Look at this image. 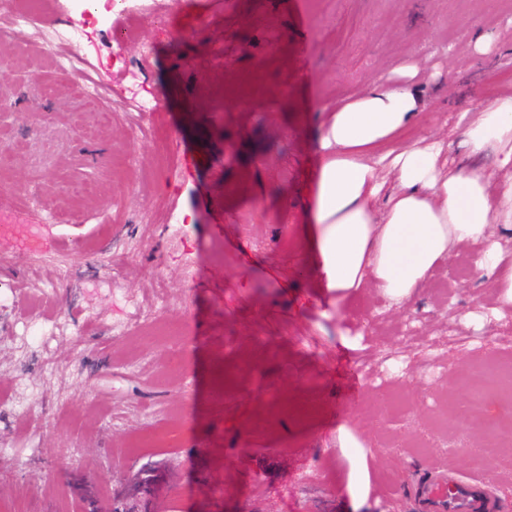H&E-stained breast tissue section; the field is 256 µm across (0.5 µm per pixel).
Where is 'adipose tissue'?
<instances>
[{"label": "adipose tissue", "instance_id": "adipose-tissue-1", "mask_svg": "<svg viewBox=\"0 0 512 512\" xmlns=\"http://www.w3.org/2000/svg\"><path fill=\"white\" fill-rule=\"evenodd\" d=\"M419 106L416 85L397 82L374 85L327 113L304 188L315 206L298 246L312 285L340 298L372 286L403 304L460 245L481 241L474 267L491 276L502 306H512V252L496 239L512 231V96L480 103L463 127L471 154L494 152L508 171L498 188L480 170L449 167L443 142L401 140ZM388 173L397 184L390 193ZM338 440L350 451L348 489L359 512L369 490L366 453L346 428Z\"/></svg>", "mask_w": 512, "mask_h": 512}]
</instances>
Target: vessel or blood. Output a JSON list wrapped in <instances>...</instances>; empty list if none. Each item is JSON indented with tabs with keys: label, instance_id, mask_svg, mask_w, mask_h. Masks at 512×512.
<instances>
[{
	"label": "vessel or blood",
	"instance_id": "b4317fda",
	"mask_svg": "<svg viewBox=\"0 0 512 512\" xmlns=\"http://www.w3.org/2000/svg\"><path fill=\"white\" fill-rule=\"evenodd\" d=\"M421 512H503L504 505L475 479L436 471L420 490Z\"/></svg>",
	"mask_w": 512,
	"mask_h": 512
}]
</instances>
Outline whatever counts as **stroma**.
<instances>
[{"label":"stroma","instance_id":"obj_1","mask_svg":"<svg viewBox=\"0 0 512 512\" xmlns=\"http://www.w3.org/2000/svg\"><path fill=\"white\" fill-rule=\"evenodd\" d=\"M118 0L77 52L107 91L37 53L0 58V501L9 512H350L348 425L366 512H415L431 470L477 477L512 512V428L476 362L512 357V307L440 265L410 303L311 286L296 249L326 108L415 65V136L470 156L460 112L512 95V0ZM311 38L293 37L297 16ZM157 112L135 111L125 71ZM288 98L242 103L243 76ZM211 93L198 99L200 84ZM473 313L462 321V313ZM465 339V347L454 339ZM482 378V418L470 380ZM176 435L171 448L130 450ZM483 449L474 469L471 449ZM338 440L340 448H354L348 455L350 462L348 489L352 508L358 510L366 503L369 490V472L366 453L363 446L350 431L343 426L338 429Z\"/></svg>","mask_w":512,"mask_h":512}]
</instances>
